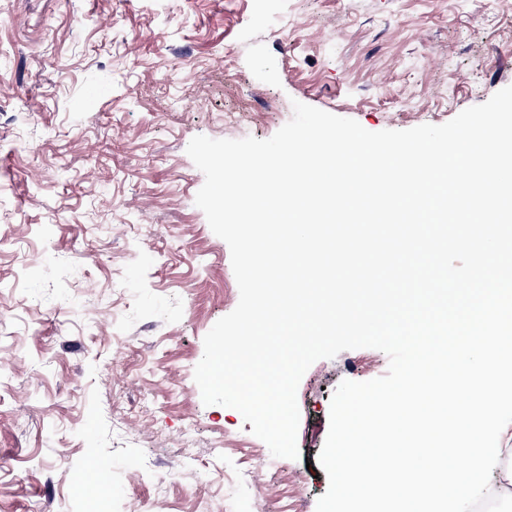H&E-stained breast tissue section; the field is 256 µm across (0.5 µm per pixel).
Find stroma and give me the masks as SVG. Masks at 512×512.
Instances as JSON below:
<instances>
[{
  "instance_id": "35a3bbf8",
  "label": "stroma",
  "mask_w": 512,
  "mask_h": 512,
  "mask_svg": "<svg viewBox=\"0 0 512 512\" xmlns=\"http://www.w3.org/2000/svg\"><path fill=\"white\" fill-rule=\"evenodd\" d=\"M512 85V0H0V512H316L346 350L297 389L299 456L204 405L239 289L186 149L299 101L441 125Z\"/></svg>"
}]
</instances>
